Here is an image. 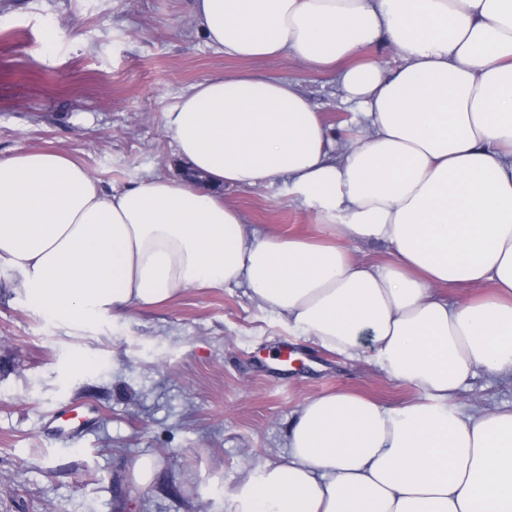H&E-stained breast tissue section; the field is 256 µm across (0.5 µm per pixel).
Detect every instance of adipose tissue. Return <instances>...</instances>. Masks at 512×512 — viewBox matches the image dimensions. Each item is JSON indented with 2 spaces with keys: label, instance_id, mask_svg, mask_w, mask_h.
Here are the masks:
<instances>
[{
  "label": "adipose tissue",
  "instance_id": "adipose-tissue-1",
  "mask_svg": "<svg viewBox=\"0 0 512 512\" xmlns=\"http://www.w3.org/2000/svg\"><path fill=\"white\" fill-rule=\"evenodd\" d=\"M207 44L332 73L355 115L335 140L293 81L194 84L165 114L202 182L104 189L61 152L0 158V262L63 324L192 288L245 285L295 335L422 397L307 399L288 453L244 471L234 512H512V410L462 418L476 370L512 378V0H192ZM395 50L384 71L365 50ZM288 177L325 232L248 233L223 188ZM382 241L392 261L354 259ZM487 285L475 301L445 286Z\"/></svg>",
  "mask_w": 512,
  "mask_h": 512
}]
</instances>
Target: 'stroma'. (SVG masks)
<instances>
[{
  "instance_id": "stroma-1",
  "label": "stroma",
  "mask_w": 512,
  "mask_h": 512,
  "mask_svg": "<svg viewBox=\"0 0 512 512\" xmlns=\"http://www.w3.org/2000/svg\"><path fill=\"white\" fill-rule=\"evenodd\" d=\"M243 71L296 81L334 131L353 124L333 76L224 56L189 0H0V156L56 150L107 188L182 178L165 112ZM225 195L250 228L321 234L285 181ZM339 390L387 406L419 395L297 338L241 286L63 327L0 265V512H233L245 469L286 453L292 413ZM453 406L511 408L512 379L477 372ZM146 453L160 470L141 488L129 470Z\"/></svg>"
}]
</instances>
